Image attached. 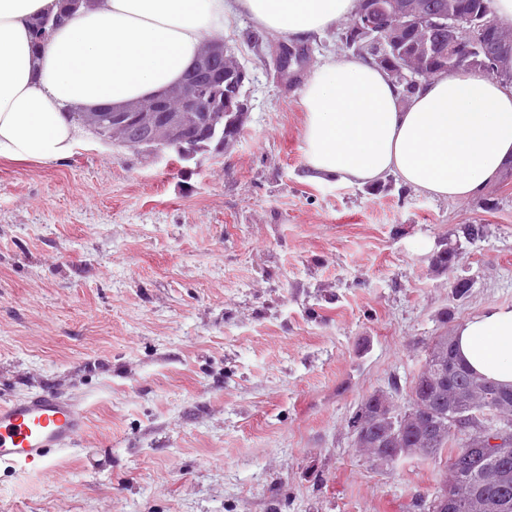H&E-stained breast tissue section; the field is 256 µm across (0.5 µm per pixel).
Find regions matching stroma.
<instances>
[{
    "mask_svg": "<svg viewBox=\"0 0 512 512\" xmlns=\"http://www.w3.org/2000/svg\"><path fill=\"white\" fill-rule=\"evenodd\" d=\"M224 39L249 114L223 155L87 130L66 160L0 159V402L52 391L87 421L53 469L0 467V512H418L446 478L371 467L349 419L379 391L403 409L433 337L512 306V171L466 203L307 182L303 81L348 49L307 40L291 83L279 36L241 16Z\"/></svg>",
    "mask_w": 512,
    "mask_h": 512,
    "instance_id": "1",
    "label": "stroma"
}]
</instances>
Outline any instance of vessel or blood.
<instances>
[{
    "label": "vessel or blood",
    "mask_w": 512,
    "mask_h": 512,
    "mask_svg": "<svg viewBox=\"0 0 512 512\" xmlns=\"http://www.w3.org/2000/svg\"><path fill=\"white\" fill-rule=\"evenodd\" d=\"M75 406L53 393L0 403V465L29 471L54 466L86 430Z\"/></svg>",
    "instance_id": "1"
}]
</instances>
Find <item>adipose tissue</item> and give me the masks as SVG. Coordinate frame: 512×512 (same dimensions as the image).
<instances>
[{"label":"adipose tissue","mask_w":512,"mask_h":512,"mask_svg":"<svg viewBox=\"0 0 512 512\" xmlns=\"http://www.w3.org/2000/svg\"><path fill=\"white\" fill-rule=\"evenodd\" d=\"M356 0H94L43 44L35 20L56 0H0V158L69 157L72 114L163 92L201 47L241 15L290 38L323 33ZM305 178L365 185L395 177L434 198L468 201L512 163V86L466 70L405 92L368 59L329 60L305 81ZM459 357L487 381L512 385V308L490 304L453 333Z\"/></svg>","instance_id":"obj_1"}]
</instances>
